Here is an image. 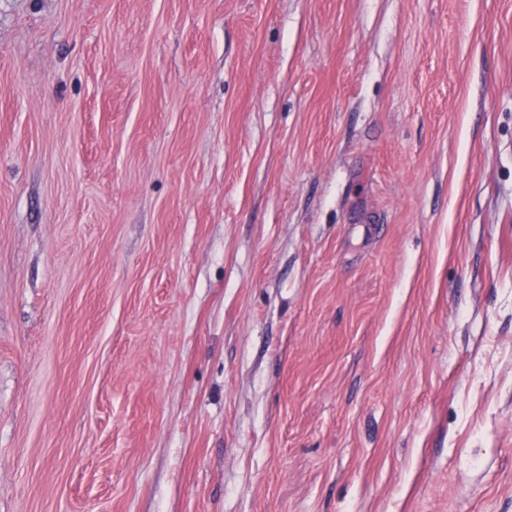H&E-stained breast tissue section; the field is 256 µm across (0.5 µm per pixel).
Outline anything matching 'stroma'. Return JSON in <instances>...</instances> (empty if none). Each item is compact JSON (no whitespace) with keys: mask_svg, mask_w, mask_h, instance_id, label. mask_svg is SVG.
I'll use <instances>...</instances> for the list:
<instances>
[{"mask_svg":"<svg viewBox=\"0 0 512 512\" xmlns=\"http://www.w3.org/2000/svg\"><path fill=\"white\" fill-rule=\"evenodd\" d=\"M0 512H512V0H0Z\"/></svg>","mask_w":512,"mask_h":512,"instance_id":"obj_1","label":"stroma"}]
</instances>
